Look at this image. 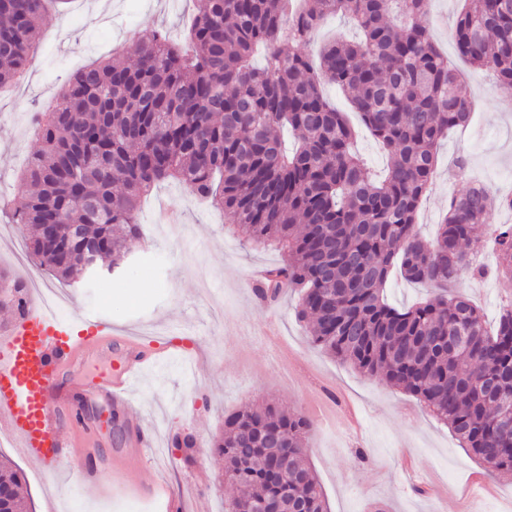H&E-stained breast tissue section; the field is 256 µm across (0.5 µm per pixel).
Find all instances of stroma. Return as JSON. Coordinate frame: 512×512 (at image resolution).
I'll list each match as a JSON object with an SVG mask.
<instances>
[{"mask_svg":"<svg viewBox=\"0 0 512 512\" xmlns=\"http://www.w3.org/2000/svg\"><path fill=\"white\" fill-rule=\"evenodd\" d=\"M458 7V0H430L425 18L473 101L468 126L449 132L439 147V175L416 216V230L426 238L449 197L472 183L512 195V100L495 89L489 71L456 54L449 31ZM196 11L195 0H70L55 12L24 81L0 93V197L21 204L18 175L40 146L33 114L54 105L72 73L133 48L159 28L183 41ZM460 156L468 162L466 175H449ZM140 222L143 238L122 269L73 287L27 258L23 228L0 214V270L32 276L61 295L58 316L106 319L149 346L176 338L186 344L132 383L125 409L99 400L87 386L119 367L121 352L97 353L76 367V400L100 419L92 457L62 455L46 471L18 449L0 448L22 470V493L33 512H159L157 502L140 494L157 481L181 512H224L231 490L224 460L209 443L226 414L265 400L313 420L310 462L330 512H373L376 504L384 512H512L511 475L487 473L416 397L311 343L296 317L297 291L287 290L271 306L258 299L254 279L280 263V252L253 248L243 229L228 227L220 211L176 183H161L144 198ZM459 287L495 327L506 288L493 275L475 280L466 273ZM131 418L153 431L155 443L142 464L120 470L112 457L128 439ZM185 430L202 447L190 463L172 444ZM88 469L96 471L95 483L83 481Z\"/></svg>","mask_w":512,"mask_h":512,"instance_id":"obj_1","label":"stroma"}]
</instances>
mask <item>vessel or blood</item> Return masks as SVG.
<instances>
[{
  "instance_id": "obj_1",
  "label": "vessel or blood",
  "mask_w": 512,
  "mask_h": 512,
  "mask_svg": "<svg viewBox=\"0 0 512 512\" xmlns=\"http://www.w3.org/2000/svg\"><path fill=\"white\" fill-rule=\"evenodd\" d=\"M114 345L125 350V364L94 383L93 391L125 407L128 386L147 363L141 341L100 318L59 319L42 299L28 295L23 314L0 335V429L11 434L29 460L48 468L63 453L76 459L93 454V431L62 388L61 377L65 368ZM152 441L149 430L133 422L129 446L117 453V460L141 459Z\"/></svg>"
}]
</instances>
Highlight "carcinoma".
Returning <instances> with one entry per match:
<instances>
[{
  "label": "carcinoma",
  "instance_id": "1",
  "mask_svg": "<svg viewBox=\"0 0 512 512\" xmlns=\"http://www.w3.org/2000/svg\"><path fill=\"white\" fill-rule=\"evenodd\" d=\"M0 0V90L19 84L48 31V3ZM185 47L154 31L78 71L55 105L35 115L41 147L21 178L23 207L12 221L27 231L32 257L60 279L87 277L96 249L120 267L142 238L141 198L175 181L247 230L257 248L274 246L285 264L263 273L257 293L275 301L300 292L297 318L312 342L369 377L415 396L448 425L490 472L512 475V300L494 335L465 295L461 272L485 232L495 237V272L512 288V225L488 224L512 197L472 185L448 203L426 241L414 230L437 174V149L465 125L470 98L424 24L428 0H196ZM451 37L470 65L512 91V0H464ZM359 29L358 41L326 44L313 64L299 50L330 15ZM267 49L256 67V51ZM338 86L389 155L376 179L354 150L355 129L322 92ZM288 127L292 154L280 142ZM47 224L82 234L50 239ZM444 294L396 308L383 297L392 269ZM495 382L487 397L483 385ZM313 421L275 403L246 405L224 419L213 450L240 495L224 512H328L309 461ZM288 456V471L273 472ZM23 476L0 456V512H23Z\"/></svg>",
  "mask_w": 512,
  "mask_h": 512
}]
</instances>
